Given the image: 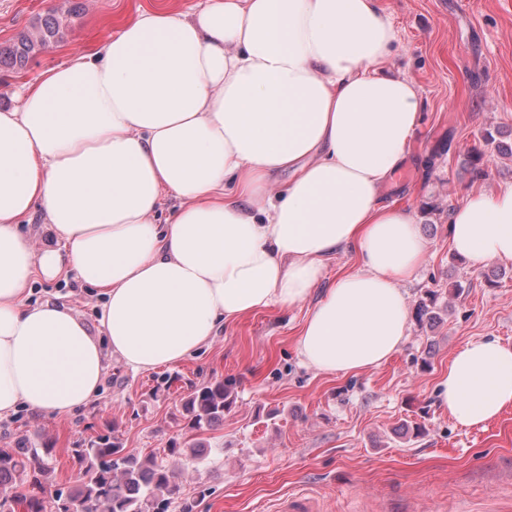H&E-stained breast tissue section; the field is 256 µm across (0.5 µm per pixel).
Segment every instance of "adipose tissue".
<instances>
[{"instance_id": "obj_1", "label": "adipose tissue", "mask_w": 512, "mask_h": 512, "mask_svg": "<svg viewBox=\"0 0 512 512\" xmlns=\"http://www.w3.org/2000/svg\"><path fill=\"white\" fill-rule=\"evenodd\" d=\"M395 43L381 0H205L141 13L0 109V417L69 416L98 397L106 354L135 373L175 366L317 287L303 365L388 362L408 334L401 285L427 252L415 214L380 200L422 118L416 84L383 72ZM36 212L39 240L23 228ZM448 241L473 265L511 261L512 185L466 193ZM348 247L359 268L324 284ZM69 273L101 290L98 331L28 303L34 279ZM435 396L459 424L497 418L512 348L467 342Z\"/></svg>"}]
</instances>
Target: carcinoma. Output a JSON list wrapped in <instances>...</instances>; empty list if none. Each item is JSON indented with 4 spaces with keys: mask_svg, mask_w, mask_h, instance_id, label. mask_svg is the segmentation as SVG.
Here are the masks:
<instances>
[{
    "mask_svg": "<svg viewBox=\"0 0 512 512\" xmlns=\"http://www.w3.org/2000/svg\"><path fill=\"white\" fill-rule=\"evenodd\" d=\"M62 21L54 15L40 18L12 42L0 45V68L21 70L39 51L62 39ZM437 295L420 302L416 318H436ZM233 404V383L214 380L196 386L182 400V416L195 431L224 422ZM51 443H35L26 436L15 447L0 448V512H168L180 494L174 466L155 456H142L123 447L119 437L78 440L71 448L78 469L67 490L54 488ZM167 456L205 461L208 450L200 443L181 448L170 442Z\"/></svg>",
    "mask_w": 512,
    "mask_h": 512,
    "instance_id": "carcinoma-1",
    "label": "carcinoma"
}]
</instances>
